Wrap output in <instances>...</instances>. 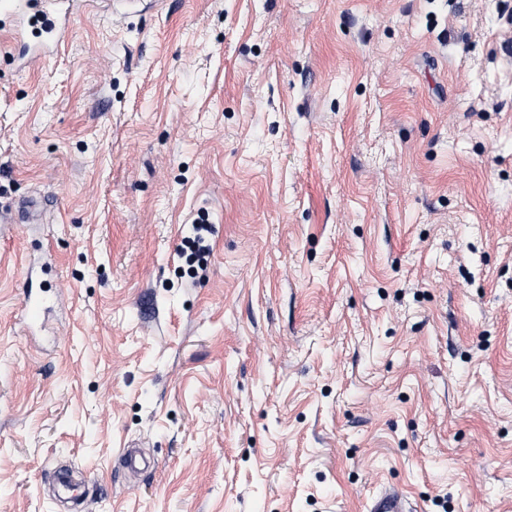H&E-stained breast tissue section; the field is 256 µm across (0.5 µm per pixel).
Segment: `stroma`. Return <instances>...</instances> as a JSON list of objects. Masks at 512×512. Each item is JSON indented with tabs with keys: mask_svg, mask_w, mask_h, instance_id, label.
Returning a JSON list of instances; mask_svg holds the SVG:
<instances>
[{
	"mask_svg": "<svg viewBox=\"0 0 512 512\" xmlns=\"http://www.w3.org/2000/svg\"><path fill=\"white\" fill-rule=\"evenodd\" d=\"M21 17L0 512L60 469L86 512H512V0H81L34 57ZM367 510L369 512H411L417 511L409 507L406 498L398 492L384 491L371 498Z\"/></svg>",
	"mask_w": 512,
	"mask_h": 512,
	"instance_id": "1",
	"label": "stroma"
}]
</instances>
